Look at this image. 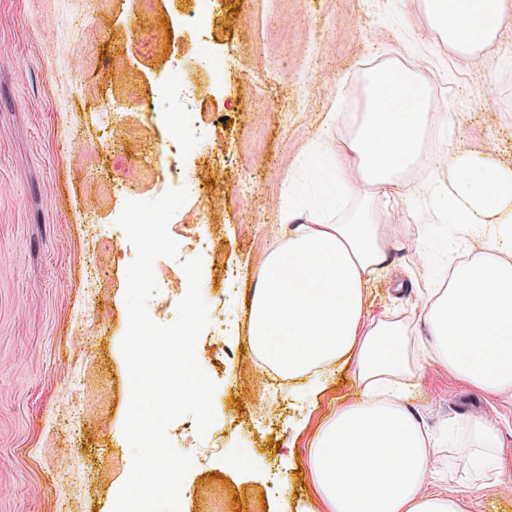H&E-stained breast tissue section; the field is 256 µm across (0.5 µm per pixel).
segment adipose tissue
<instances>
[{"instance_id":"adipose-tissue-1","label":"adipose tissue","mask_w":512,"mask_h":512,"mask_svg":"<svg viewBox=\"0 0 512 512\" xmlns=\"http://www.w3.org/2000/svg\"><path fill=\"white\" fill-rule=\"evenodd\" d=\"M425 13L463 62L488 50L512 0H424ZM365 110L343 141L324 135L302 150L283 178L293 225L255 274L249 325L254 349L279 373L304 374L332 360H354L369 384L339 408L309 450L307 467L325 512H459L456 498L423 493L428 442L415 416L390 397L388 381L414 375L409 333L398 323L367 320L365 278L383 268L382 227L368 210L332 223L295 190L313 164L339 170L356 161L385 196H411L400 175L418 160L429 121L425 85L394 67L367 72ZM449 180L427 187L450 223L487 242L486 253L455 266L448 284L425 281L421 313L449 370L482 392L512 391V167L485 155L454 153Z\"/></svg>"}]
</instances>
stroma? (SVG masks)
I'll list each match as a JSON object with an SVG mask.
<instances>
[{"label":"stroma","instance_id":"stroma-1","mask_svg":"<svg viewBox=\"0 0 512 512\" xmlns=\"http://www.w3.org/2000/svg\"><path fill=\"white\" fill-rule=\"evenodd\" d=\"M193 8V0H0V512H112L131 472L122 341L136 251L118 223L127 201L157 199L178 181L187 198L170 236L190 227L215 243L201 257L200 292L226 332L219 340L205 327L195 349L216 386L215 421L203 436L184 435L179 419L168 428L176 451L210 461L186 474L180 512H296L317 499L306 466L315 437L364 386L354 364L332 363L314 396L307 380H287L264 429L255 427L263 403L252 394L261 360L248 331L252 272L289 236L285 171L322 135L330 110L333 137H348L365 106L366 64L404 57L445 88L447 122H429L423 148L446 141L512 165V23L488 52L449 69L447 45L425 33L423 0H215L199 28ZM74 18L86 38L75 39ZM195 37L204 54L191 66L193 97L152 114L142 99L179 72ZM106 101L111 111L100 112ZM185 117L177 153L161 155ZM116 179L128 196L113 192ZM347 183L336 220L367 204L376 221L392 215L400 227L385 230L388 264L368 276L363 298L368 319L402 321L414 345L419 370L399 384L434 443L426 491L455 495L461 512H512L498 500L512 482V391L490 396L450 372L417 305L423 281L444 275L447 213L424 195L374 193L358 174ZM153 270L148 314L169 325L167 308L188 279L169 257ZM73 414L81 428L71 443ZM488 416L501 447L493 478L474 490L460 442L470 421Z\"/></svg>","mask_w":512,"mask_h":512}]
</instances>
